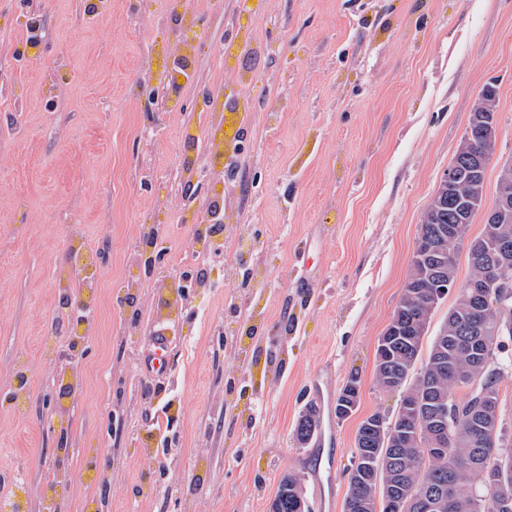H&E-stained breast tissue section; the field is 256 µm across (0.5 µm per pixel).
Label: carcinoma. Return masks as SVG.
Returning a JSON list of instances; mask_svg holds the SVG:
<instances>
[{"mask_svg":"<svg viewBox=\"0 0 512 512\" xmlns=\"http://www.w3.org/2000/svg\"><path fill=\"white\" fill-rule=\"evenodd\" d=\"M448 171L451 178L441 181L419 225L418 238L427 245L444 227L463 242L482 209L485 174L455 156ZM502 197L512 201V167L500 172L496 198ZM468 263L470 280L491 274L512 284V257L491 271L471 256ZM430 302L427 285L405 287L391 321L406 326ZM483 307L482 326L475 327V298L460 290L439 334L430 338L424 327L388 335L384 348L376 349V385L386 391L399 388L403 396L395 417L377 411L358 427L344 500L356 504V512H375L379 495L383 512H424L421 499L431 495L445 502L441 512H512V433L498 415L500 383L512 373V313L502 314L495 298ZM358 383L351 377L339 390L336 418L355 411ZM462 389L466 393L457 396ZM448 404L462 414L444 444L435 425L418 419ZM319 426V408L309 403L296 424L297 441L310 444ZM270 512H308L297 473L282 476Z\"/></svg>","mask_w":512,"mask_h":512,"instance_id":"carcinoma-1","label":"carcinoma"}]
</instances>
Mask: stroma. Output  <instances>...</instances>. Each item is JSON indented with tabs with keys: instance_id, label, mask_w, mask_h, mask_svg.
Segmentation results:
<instances>
[{
	"instance_id": "stroma-1",
	"label": "stroma",
	"mask_w": 512,
	"mask_h": 512,
	"mask_svg": "<svg viewBox=\"0 0 512 512\" xmlns=\"http://www.w3.org/2000/svg\"><path fill=\"white\" fill-rule=\"evenodd\" d=\"M31 2L37 40L17 0H0V495L16 480L23 512H269L293 471L309 512H343L361 421L400 404L374 381L378 338L489 84L487 199L512 164V0H105L94 16L85 0ZM183 14L198 37L173 86ZM243 39V56L212 52ZM205 86L233 95L224 131L246 139L222 160L238 175L223 182L217 284L182 295L191 213L160 234V271L136 260L158 203L181 193ZM241 239L260 271L246 285L230 276ZM67 268L87 301L72 363L52 350L69 336L51 332ZM162 296L173 378L147 396L138 364ZM21 364L27 390L5 400ZM326 372L338 388L357 377L360 403L335 445L304 447L294 427ZM324 455L334 496L321 506Z\"/></svg>"
}]
</instances>
